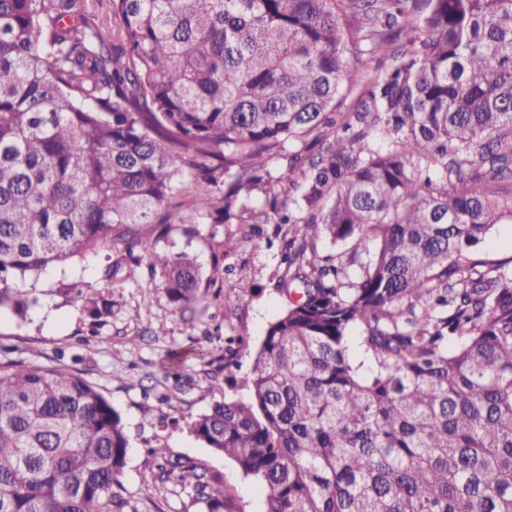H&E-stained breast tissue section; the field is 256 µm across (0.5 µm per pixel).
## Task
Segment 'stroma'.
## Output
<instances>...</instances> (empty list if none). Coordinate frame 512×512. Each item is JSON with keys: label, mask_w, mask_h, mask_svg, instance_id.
Returning a JSON list of instances; mask_svg holds the SVG:
<instances>
[{"label": "stroma", "mask_w": 512, "mask_h": 512, "mask_svg": "<svg viewBox=\"0 0 512 512\" xmlns=\"http://www.w3.org/2000/svg\"><path fill=\"white\" fill-rule=\"evenodd\" d=\"M185 221L167 225L164 233L142 238L160 255L187 251L195 255L200 274L198 303L177 308L160 288H145L147 265L130 262L123 249L88 255L65 266H51L37 278L22 280L38 302L25 318L0 312V344L14 347L19 358L47 364L62 356L77 364L120 413L130 440L119 477L121 493L138 512H202L187 492L161 481L146 444L166 448L168 455L192 460L224 478V492L239 512H262L259 486L190 434L186 423L224 395L246 396L231 388L224 369L225 339L238 332L248 338L237 360L248 370L271 321L287 299L278 289L285 272L283 252L298 232L294 224H215L185 211ZM111 267L112 286L105 293L112 317L98 332L64 294L72 277L82 278L87 294L101 293L98 271ZM232 308H225V298ZM149 318H142V311ZM175 367L180 380L166 378Z\"/></svg>", "instance_id": "stroma-1"}]
</instances>
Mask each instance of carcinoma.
Wrapping results in <instances>:
<instances>
[{
  "label": "carcinoma",
  "mask_w": 512,
  "mask_h": 512,
  "mask_svg": "<svg viewBox=\"0 0 512 512\" xmlns=\"http://www.w3.org/2000/svg\"><path fill=\"white\" fill-rule=\"evenodd\" d=\"M387 53L344 111L352 71ZM311 135L289 200L263 158ZM187 174L224 185L192 199L220 224L299 225L248 399L187 423L264 512H512V267L480 251L512 221V0H0V310L36 304L18 278L179 223ZM150 269L144 287L196 300L192 256ZM65 294L112 317L79 281ZM10 353L0 512H137L109 400ZM147 452L204 512H235L223 478Z\"/></svg>",
  "instance_id": "1"
}]
</instances>
